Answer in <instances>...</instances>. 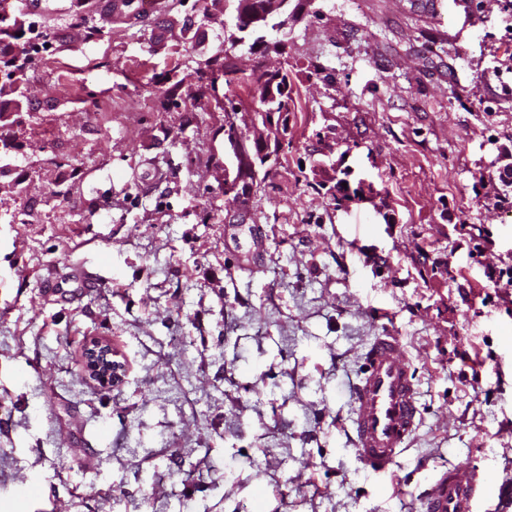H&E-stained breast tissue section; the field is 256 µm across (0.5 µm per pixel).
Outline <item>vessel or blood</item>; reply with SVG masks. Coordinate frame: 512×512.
<instances>
[{"mask_svg":"<svg viewBox=\"0 0 512 512\" xmlns=\"http://www.w3.org/2000/svg\"><path fill=\"white\" fill-rule=\"evenodd\" d=\"M399 336L374 337L365 370L350 394L353 450L360 463L376 475H388L417 429L418 392L406 362L398 359ZM493 481L489 470H473L460 479L454 469L441 471L423 498L421 512H479Z\"/></svg>","mask_w":512,"mask_h":512,"instance_id":"1","label":"vessel or blood"}]
</instances>
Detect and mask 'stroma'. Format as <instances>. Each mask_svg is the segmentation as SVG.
<instances>
[{
	"label": "stroma",
	"instance_id": "obj_1",
	"mask_svg": "<svg viewBox=\"0 0 512 512\" xmlns=\"http://www.w3.org/2000/svg\"><path fill=\"white\" fill-rule=\"evenodd\" d=\"M198 1L227 18L13 2L21 46H48L0 174V512H419L437 469L512 483V293L483 276L512 266V0H289L265 58L288 73L287 141L243 206L220 104L248 128L263 58L237 47L236 82L198 80L224 40L189 24ZM387 328L421 420L381 477L347 418ZM93 339L119 385L87 382Z\"/></svg>",
	"mask_w": 512,
	"mask_h": 512
}]
</instances>
